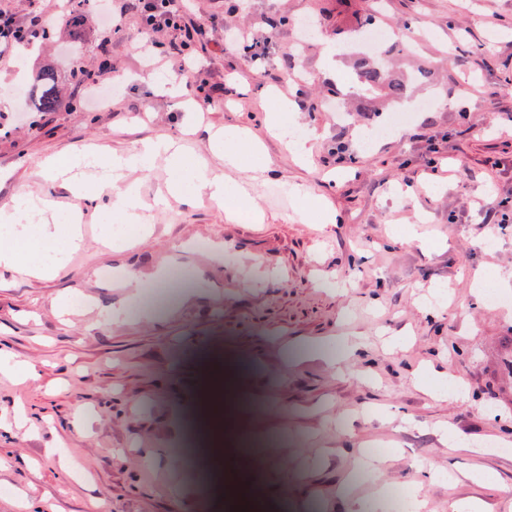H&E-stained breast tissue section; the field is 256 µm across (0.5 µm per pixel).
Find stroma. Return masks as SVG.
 Instances as JSON below:
<instances>
[{
    "label": "stroma",
    "mask_w": 512,
    "mask_h": 512,
    "mask_svg": "<svg viewBox=\"0 0 512 512\" xmlns=\"http://www.w3.org/2000/svg\"><path fill=\"white\" fill-rule=\"evenodd\" d=\"M216 20L194 51L224 101L192 113L193 82L162 91L167 67L147 65L137 16L113 33L105 13H49L50 37L25 62L0 61V116L29 109L36 74L53 69L65 87L57 111L0 130V209L17 194H50L56 213L80 211L81 245L52 274H0V512H225L216 467L240 469L277 512H349L336 486L366 454L380 462L377 489L448 512L476 496L486 512H512V288L477 301L475 277L512 275V223L495 247L484 239L488 204L512 214V0H192ZM406 35L436 68L416 99L434 107L403 113L394 134L366 144L371 124L350 99L337 119L336 82L325 51L351 32L356 13ZM283 25H276V18ZM317 34L295 42L301 21ZM246 29L255 55L224 49L221 26ZM122 90L106 108L77 106L73 57ZM293 103L281 123L317 131L308 165L297 164L270 128L268 92ZM250 128L264 145L255 160H214L228 184L246 186L263 223L229 222L207 198L171 199L148 214L133 242L112 240L109 196L79 198L42 168L89 145L125 154L165 137L188 157L206 151L207 127ZM439 172L431 174L430 161ZM311 197L298 203L289 186ZM336 221H321L319 205ZM424 217V242L406 228ZM160 273L157 291L188 282L186 298L158 317L134 313L123 289L134 274ZM360 333L362 351L343 369L284 348L335 346ZM232 367L236 414L222 465L210 457L196 413L201 373ZM466 394L448 397V381ZM447 423L462 442L450 449ZM497 434L499 447L486 449ZM488 476L475 485L463 473Z\"/></svg>",
    "instance_id": "35a3bbf8"
}]
</instances>
